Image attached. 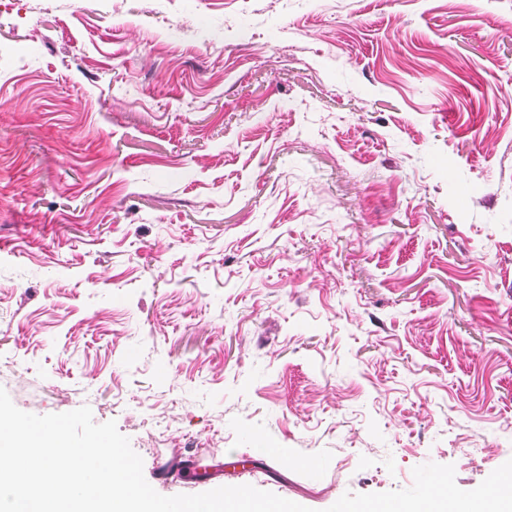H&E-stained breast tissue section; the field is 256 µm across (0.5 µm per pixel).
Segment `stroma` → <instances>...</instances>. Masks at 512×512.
<instances>
[{"instance_id":"1","label":"stroma","mask_w":512,"mask_h":512,"mask_svg":"<svg viewBox=\"0 0 512 512\" xmlns=\"http://www.w3.org/2000/svg\"><path fill=\"white\" fill-rule=\"evenodd\" d=\"M0 387L115 421L164 496L477 487L512 459V0L0 9Z\"/></svg>"}]
</instances>
